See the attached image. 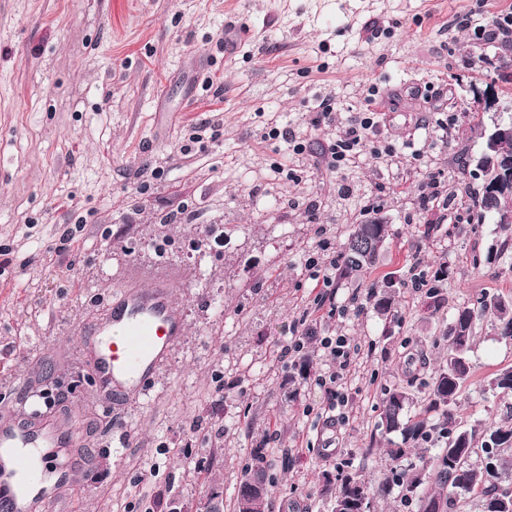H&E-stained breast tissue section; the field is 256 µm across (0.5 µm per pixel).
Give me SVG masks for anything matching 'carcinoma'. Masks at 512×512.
<instances>
[{
  "mask_svg": "<svg viewBox=\"0 0 512 512\" xmlns=\"http://www.w3.org/2000/svg\"><path fill=\"white\" fill-rule=\"evenodd\" d=\"M388 237V226L376 223L374 218L354 225L341 246L338 277L347 279L372 265ZM373 300L378 314L393 321L399 319L393 309V296L384 294ZM487 312L496 316L498 335L512 340V299L485 294L476 300V305L457 309L446 334L448 355L434 374L421 383V390H414V382L410 381L384 393L378 427L385 434L397 432L401 436V444L389 449L392 456L402 457L429 442L431 432L440 438L441 446L420 470L412 475L394 473L382 482L385 489L396 481L416 495L418 512H427L429 504L436 505L438 512H466L462 496L477 487L484 488L478 512H512V484L490 483L498 471L512 469V424L491 425L478 437L474 429L463 425L454 409L471 376L468 352L475 323ZM490 387L499 393H512V366L496 372ZM416 405L423 413L438 415L441 420L436 424L412 421L409 412ZM204 482L210 488L205 512H269L271 484L262 448L254 450V463L246 469L229 502H224L223 492L210 475L204 476ZM368 491L369 486L358 475H345L336 485L332 507L340 512H354L356 507L348 508L346 504Z\"/></svg>",
  "mask_w": 512,
  "mask_h": 512,
  "instance_id": "cac0c4a2",
  "label": "carcinoma"
}]
</instances>
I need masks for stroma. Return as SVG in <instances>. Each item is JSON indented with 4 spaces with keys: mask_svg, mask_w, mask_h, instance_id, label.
<instances>
[{
    "mask_svg": "<svg viewBox=\"0 0 512 512\" xmlns=\"http://www.w3.org/2000/svg\"><path fill=\"white\" fill-rule=\"evenodd\" d=\"M511 21L512 0H0V422L67 410L89 450L36 512L201 508L199 472L232 498L259 447L275 512H329L325 480L341 472L376 486L421 468L420 452L372 444L384 390L435 370L457 309L512 297V230L465 194L495 118L474 111L476 92L512 103L492 36ZM325 98L336 114L320 124ZM369 112L363 155L329 168V145ZM432 172L441 194L425 211ZM376 215L389 236L375 263L339 279L331 261ZM443 266L432 312L413 281ZM390 276L389 329L348 301ZM158 283L184 333L145 395L112 401L80 328L127 285ZM304 321L302 378L282 349ZM339 336L362 357L347 419L329 426L316 380L331 367L322 338ZM469 361L459 416L479 431L512 422V395L488 386L512 366L493 314Z\"/></svg>",
    "mask_w": 512,
    "mask_h": 512,
    "instance_id": "obj_1",
    "label": "stroma"
}]
</instances>
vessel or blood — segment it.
I'll return each instance as SVG.
<instances>
[{"mask_svg":"<svg viewBox=\"0 0 512 512\" xmlns=\"http://www.w3.org/2000/svg\"><path fill=\"white\" fill-rule=\"evenodd\" d=\"M180 334L167 286L144 295L136 285L122 289L103 318L82 325V339L95 342L103 368L98 376L113 399L146 394L153 373ZM78 432L49 419L38 426H0V512H30L35 502L51 499L55 485L44 476L55 471L56 483L70 479L68 469L53 467L52 448L75 447Z\"/></svg>","mask_w":512,"mask_h":512,"instance_id":"obj_1","label":"vessel or blood"}]
</instances>
